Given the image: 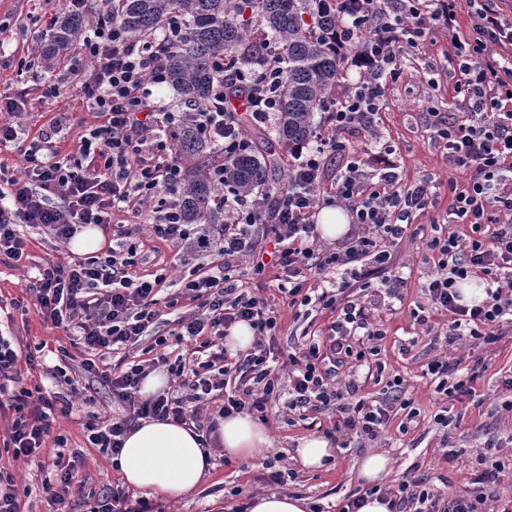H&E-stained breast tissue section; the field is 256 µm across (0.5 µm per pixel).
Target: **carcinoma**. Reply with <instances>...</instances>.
<instances>
[{"label": "carcinoma", "mask_w": 512, "mask_h": 512, "mask_svg": "<svg viewBox=\"0 0 512 512\" xmlns=\"http://www.w3.org/2000/svg\"><path fill=\"white\" fill-rule=\"evenodd\" d=\"M98 14L134 42L152 39L173 14L185 19L183 35L165 47L161 66L186 112L174 150L187 224L223 223L224 186L242 197L267 195L276 185L272 171L284 164L278 151L253 144L224 166L225 180L215 179L219 152L202 134L198 112L221 81L216 59L249 65L260 50L276 47L281 68L276 135L285 150L313 138L315 114L333 100L345 75L344 53L330 44L340 20L334 0H93L85 10L65 9L54 20L42 52L45 68L54 70L67 60Z\"/></svg>", "instance_id": "1"}]
</instances>
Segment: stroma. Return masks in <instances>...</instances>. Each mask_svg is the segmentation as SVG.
<instances>
[{"label":"stroma","mask_w":512,"mask_h":512,"mask_svg":"<svg viewBox=\"0 0 512 512\" xmlns=\"http://www.w3.org/2000/svg\"><path fill=\"white\" fill-rule=\"evenodd\" d=\"M64 7V0H0V92L24 96L20 123L32 134L53 116L68 114L71 133L61 149L71 153L76 148L78 133L93 121L90 112L80 108L72 87L47 96L29 75L18 71L19 60L31 58L39 44L34 31L43 28ZM455 81V49L451 39L444 27L431 25L417 47H404L400 74L387 82L381 111L369 124L340 132L348 151L328 156L319 190L321 200L331 199L332 184L353 156L360 159L366 178L375 177L384 155L393 162L404 183L429 179L436 187L432 204L413 214L403 240L391 247L388 269L361 280L357 288L351 289V297L367 304L372 320L382 322L385 336L377 343V356L369 357L364 364L349 361L343 370L344 375L356 381L358 395L371 400L382 398L394 379H402L405 389L415 394L417 417L410 420L402 413L394 415L378 439H353L349 447L336 451L334 460L325 468L312 471L303 467L295 448L301 438L321 436L331 430L332 414L320 415L313 423L288 408H280L269 413L265 423L270 447L241 461L228 462L223 455H215L214 469L197 490L178 501L149 498L151 512H237L251 496L266 492L262 473L265 462L270 460L290 474L281 485V492L307 498L321 512H335L346 495L361 488L358 464L371 452H384L392 459L385 485L398 484L414 472L425 473L431 475L435 489L448 496L474 469L475 455L488 435L512 428V417L500 410L502 402L512 400V390L502 385L504 377L512 376V334L502 336L490 346L471 341L472 353L483 358L486 370L474 382L473 396L454 402L453 409L461 417L457 428L445 431L435 424L434 416L440 412L442 403L436 400L422 376L428 361L447 353L442 342L427 334L425 324L431 321L442 328L448 323L446 313L429 310L425 283L433 260L426 241L453 231L460 234L467 231L452 213L448 182L465 181L468 173L449 166L442 148L434 140L433 128L434 119L448 123L457 116ZM112 222L134 228L138 255L129 269L131 279L152 278L162 268L168 269L174 280L189 279L199 265L208 262L204 255L178 257L167 242L152 234L145 219L137 220L119 212L114 214ZM24 234L28 239V258L17 263H0V332L12 333L26 345H41L26 385L58 392L62 386L52 375L59 363L58 347L68 346L77 362L84 354L81 349L69 346L62 331L43 322L28 285L44 260L65 263L73 252L69 244L45 230L28 227ZM254 264L251 258L243 263V287L274 308L280 319L277 340L281 347H288L306 325L303 310L289 307L284 294L276 290L277 270L273 265H266L258 272ZM86 421V414L81 411L69 418L56 417L53 423L55 433L66 438L67 451L83 452L73 470L74 481H87L96 490L122 484L123 478L113 466L111 456L90 444ZM6 437L7 422L2 419L0 469L11 472L16 480L30 484L33 489L21 504L22 512H53L41 492V483L55 479V471L40 465L34 457L26 462L13 460L3 446ZM444 439L448 440V447L459 449L458 457L447 458V447L440 445Z\"/></svg>","instance_id":"35a3bbf8"}]
</instances>
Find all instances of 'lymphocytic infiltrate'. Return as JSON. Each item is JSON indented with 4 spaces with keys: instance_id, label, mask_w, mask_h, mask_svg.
<instances>
[{
    "instance_id": "f902f5d3",
    "label": "lymphocytic infiltrate",
    "mask_w": 512,
    "mask_h": 512,
    "mask_svg": "<svg viewBox=\"0 0 512 512\" xmlns=\"http://www.w3.org/2000/svg\"><path fill=\"white\" fill-rule=\"evenodd\" d=\"M463 9L475 38L452 40L459 57L455 84L459 112L453 123L436 127L435 134L449 164L470 172L465 183L449 181L448 192L454 215L469 225L471 234L463 238L451 233L428 241L434 267L426 290L435 309L450 317L447 344L467 336L491 345L503 336L504 324H512V24L488 0L480 5L475 0H400L393 9L388 0H341L337 45L345 46L361 31L366 37L344 59L346 66L357 68L359 77L349 85L332 122L336 131L369 122L383 106L385 79L399 73L400 43L420 37L428 21L456 30ZM81 53L90 59V66L70 63L67 77L83 109L95 114L97 121L82 131L76 153L61 151L71 129L68 117L51 118L33 136L20 126L0 125V146L12 147L27 163L21 178L6 176L0 169V257L22 259L26 240L19 226L42 227L67 241L78 229L107 227L114 213L125 212L136 218L147 216L154 234L173 248L215 258L166 295L161 292L165 275L140 282L129 278L136 257L131 245L64 264L49 262L39 270L29 293L44 321L82 345L89 354L80 365L82 376L107 386L113 404L122 410L118 416H92L87 424L91 444L119 454L126 435L143 418L171 419L209 434L218 420L236 414L263 415L279 400L298 413H338L329 433L335 440L350 434L377 439L399 409L407 419H414L415 400L400 382H393L384 398L371 401L358 397L354 382H337L349 358L363 360L374 353L375 341L384 337L365 302L341 303L337 295L352 281L387 268L388 246L402 239L413 210L421 208L430 193L429 183L406 188L392 171L369 183L359 163H348L335 182L334 197L359 232L344 251L318 250L312 217L324 161L346 150L335 134L320 133L314 144L293 150L291 182L275 205H268L263 196L249 201L228 193L223 223H183L178 204L181 166L172 149L182 115L164 111L152 101L149 90L163 81L161 44L132 43L101 18L92 36L84 39ZM277 70L270 57L247 73L224 71L225 87L245 91L252 124L267 123L277 109ZM241 119L234 110L214 105L201 115L204 134L219 146L225 161H232L246 144ZM262 237L273 245L271 259L281 272L277 288L288 293L291 304L340 309L328 327L326 342L303 330L287 355L284 379L275 366V312L241 286L240 260L254 251ZM362 260L366 268L320 292L305 291L299 281L302 270L323 271ZM470 277L486 283L487 297L468 307L459 304L456 285ZM185 298L195 306L188 316L176 311ZM164 308L175 311L176 318L168 334L158 335L154 326ZM240 322L249 325L255 340L248 352L234 354L224 341ZM145 336L153 339L149 363L121 360V351ZM186 340L193 346L190 359H170L171 344ZM106 353L117 361L103 370L95 358ZM33 360L30 353L19 356L11 340L0 336V396H9L13 412L6 445L17 460L54 443L59 482L44 484L43 490L51 503L63 507L73 466L64 460L65 439L50 435L51 418L56 413L70 416L72 396H83L90 404L96 398L93 386L82 384L80 378H67L66 395L21 387L19 364ZM482 367L479 359L466 367L461 360L440 357L427 363L423 374L437 394L458 400L471 395ZM160 368L178 378L176 393L142 396L143 381ZM233 377L238 384L230 394L226 388ZM498 443L497 437L487 439L477 454L481 472L451 497H440L424 474L397 488H385L381 495L396 512H492L499 475L505 469L496 455Z\"/></svg>"
}]
</instances>
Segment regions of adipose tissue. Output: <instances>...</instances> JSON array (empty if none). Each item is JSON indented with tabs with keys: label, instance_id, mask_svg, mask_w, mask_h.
<instances>
[{
	"label": "adipose tissue",
	"instance_id": "obj_1",
	"mask_svg": "<svg viewBox=\"0 0 512 512\" xmlns=\"http://www.w3.org/2000/svg\"><path fill=\"white\" fill-rule=\"evenodd\" d=\"M220 444L228 458L269 446L266 428L246 414L224 419ZM125 483L148 495L176 500L195 491L214 468L196 433L172 421L142 420L127 434L117 458Z\"/></svg>",
	"mask_w": 512,
	"mask_h": 512
}]
</instances>
